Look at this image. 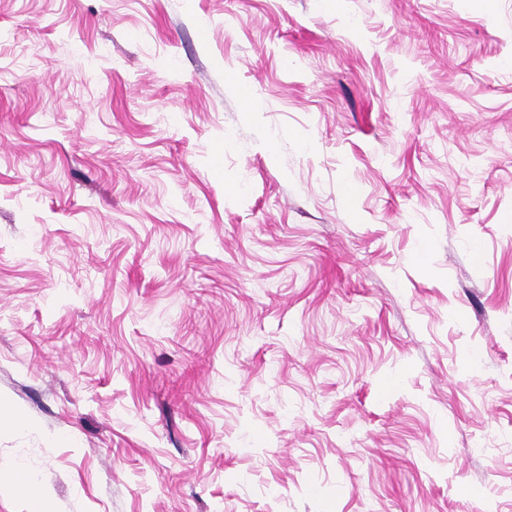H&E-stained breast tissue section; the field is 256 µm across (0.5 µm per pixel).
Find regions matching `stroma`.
Wrapping results in <instances>:
<instances>
[{"instance_id": "stroma-1", "label": "stroma", "mask_w": 512, "mask_h": 512, "mask_svg": "<svg viewBox=\"0 0 512 512\" xmlns=\"http://www.w3.org/2000/svg\"><path fill=\"white\" fill-rule=\"evenodd\" d=\"M19 458L44 512H512V0H0V512Z\"/></svg>"}]
</instances>
